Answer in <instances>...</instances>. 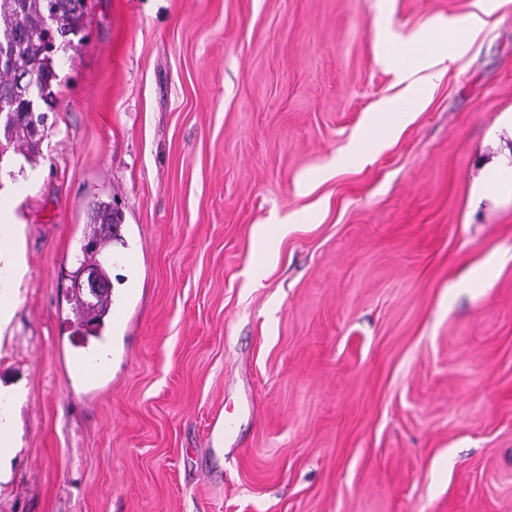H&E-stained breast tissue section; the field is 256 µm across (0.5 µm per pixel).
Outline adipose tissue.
<instances>
[{
  "mask_svg": "<svg viewBox=\"0 0 512 512\" xmlns=\"http://www.w3.org/2000/svg\"><path fill=\"white\" fill-rule=\"evenodd\" d=\"M479 18L457 22L448 26H422L405 39L389 38L383 41L382 60L391 66L407 86L402 95L384 101L377 116L360 133L348 158L357 161L365 158L382 138L396 131L407 103L419 101L426 95L430 82L423 79L409 81L410 70L429 69L438 64L453 62L456 55L469 47L468 35L479 25Z\"/></svg>",
  "mask_w": 512,
  "mask_h": 512,
  "instance_id": "obj_1",
  "label": "adipose tissue"
}]
</instances>
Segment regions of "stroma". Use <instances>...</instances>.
Here are the masks:
<instances>
[{
    "label": "stroma",
    "instance_id": "35a3bbf8",
    "mask_svg": "<svg viewBox=\"0 0 512 512\" xmlns=\"http://www.w3.org/2000/svg\"><path fill=\"white\" fill-rule=\"evenodd\" d=\"M480 17L396 135L378 30ZM23 173L0 176L23 396L0 512H512V0H86ZM107 370L63 331L94 201ZM299 223L259 242L273 217ZM441 71L428 75L423 80L408 84L402 95L384 101L378 109L377 116L360 133L352 146L348 159L359 161L365 158L376 147L382 138L390 137L396 131L403 112H407L405 105L412 101H420L426 95L429 85L438 79ZM505 161L502 159L487 167L483 180L476 185V192L481 197L495 199L503 194L512 195V180L509 182L503 176L506 171Z\"/></svg>",
    "mask_w": 512,
    "mask_h": 512
}]
</instances>
